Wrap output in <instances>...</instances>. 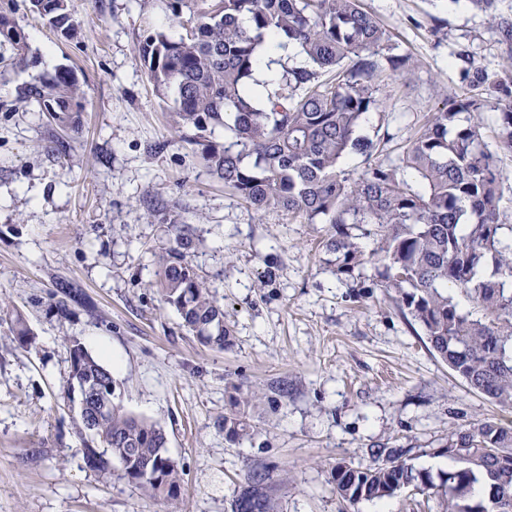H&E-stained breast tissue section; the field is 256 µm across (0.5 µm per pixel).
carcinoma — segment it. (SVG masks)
<instances>
[{
    "label": "carcinoma",
    "instance_id": "carcinoma-1",
    "mask_svg": "<svg viewBox=\"0 0 512 512\" xmlns=\"http://www.w3.org/2000/svg\"><path fill=\"white\" fill-rule=\"evenodd\" d=\"M51 27L71 29L69 0H29ZM168 28L145 32L138 56L163 103H172L175 128L197 148L209 171L258 212L284 209L331 226L326 243L336 273L351 277L371 265L376 286L394 297L420 326L427 342L467 385L512 411V225L499 208L501 174L481 126L469 118L485 106L481 94H450L430 113L398 161L372 160L375 146L357 135L377 108L378 82L413 66L391 53L389 31L362 0H163ZM247 19L248 26L240 23ZM269 35L301 58L282 66L265 101L253 104L258 48ZM28 56L25 33L0 9V64L21 68ZM470 87L512 97V81L465 68ZM25 99L65 121L80 108L74 71L60 67ZM468 114L462 120L460 115ZM231 133L220 143L215 130ZM497 147L512 150V105L499 117ZM365 157L354 175L342 167ZM174 245L158 260L163 301L202 343L224 349L231 331L224 309L191 261L198 240L188 226L170 221ZM375 247L367 252L360 240ZM454 289L466 307L448 293ZM70 380L91 388L95 428L79 418L86 465L97 472L120 463L122 476L162 504L181 491L178 463L167 454L164 429L126 412L114 401L109 369L77 340L71 342ZM243 412L224 416L231 442L250 436ZM448 471L434 475L391 450L361 468L338 462L333 489L354 506L381 502L413 486L433 491L444 512H512V425L484 420L448 433ZM151 474L143 476V469ZM269 472L254 469L234 491L232 512H276Z\"/></svg>",
    "mask_w": 512,
    "mask_h": 512
}]
</instances>
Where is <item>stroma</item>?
<instances>
[{
    "label": "stroma",
    "mask_w": 512,
    "mask_h": 512,
    "mask_svg": "<svg viewBox=\"0 0 512 512\" xmlns=\"http://www.w3.org/2000/svg\"><path fill=\"white\" fill-rule=\"evenodd\" d=\"M363 4L414 62L385 78L360 127L377 160H396L449 93L468 92L464 63L512 76L502 33L512 0H497L492 17L465 0ZM69 5L66 38L28 0H12L30 51L0 76V512L165 510L118 472L86 467L64 398L73 339L110 368L117 403L165 430L183 477L175 512H231L235 487L261 467L277 512H442L439 496L415 490L349 505L330 469L370 466L388 448L438 474L450 430L504 411L433 353L374 287L372 268L337 278L329 225L254 211L181 141L137 56L145 30L171 23L161 0ZM437 18L445 27L435 35ZM63 65L83 91L71 128L21 97ZM176 216L200 240L192 262L224 307L228 349L202 345L161 300L157 256ZM66 286L79 297L62 317L55 302ZM16 314L29 344L9 331ZM253 395V436L227 441L225 414Z\"/></svg>",
    "instance_id": "35a3bbf8"
}]
</instances>
